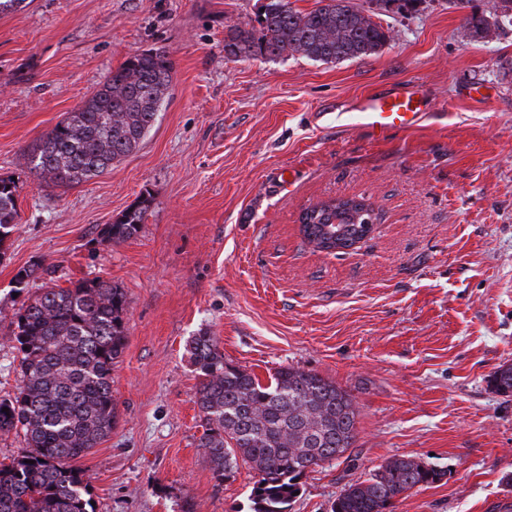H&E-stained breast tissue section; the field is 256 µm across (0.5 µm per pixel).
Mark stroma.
Masks as SVG:
<instances>
[{"instance_id": "obj_1", "label": "stroma", "mask_w": 512, "mask_h": 512, "mask_svg": "<svg viewBox=\"0 0 512 512\" xmlns=\"http://www.w3.org/2000/svg\"><path fill=\"white\" fill-rule=\"evenodd\" d=\"M266 2L27 0L0 15V178L19 210L0 244V399L20 381L11 313L99 276L128 305L118 422L78 461L95 512H252L255 471L216 477L200 446L187 343L202 331L261 380L294 366L357 403L353 447L308 472L288 512H331L392 458L443 473L392 512H506L512 396L488 378L512 363V27L464 37L489 0H352L394 31L375 55L227 57L229 29ZM149 48L174 69L139 147L81 184L38 179L25 154ZM402 86L431 106L419 126L377 140L335 121ZM145 195L139 233L102 243ZM353 196L378 217L363 242L326 253L304 241V208ZM24 266L36 277L16 284Z\"/></svg>"}]
</instances>
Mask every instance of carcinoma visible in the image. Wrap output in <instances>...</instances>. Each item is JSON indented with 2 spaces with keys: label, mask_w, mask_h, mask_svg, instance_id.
I'll return each mask as SVG.
<instances>
[{
  "label": "carcinoma",
  "mask_w": 512,
  "mask_h": 512,
  "mask_svg": "<svg viewBox=\"0 0 512 512\" xmlns=\"http://www.w3.org/2000/svg\"><path fill=\"white\" fill-rule=\"evenodd\" d=\"M506 23L512 26V0H492L488 13L467 18L464 34L489 39ZM392 39L390 29L350 0H318L309 12L293 9L288 0H269L257 24L230 31L224 53L234 59L299 53L337 63L376 54ZM172 71L171 60L158 49L129 56L79 109L39 138L25 155L26 165L57 185L104 173L135 151L154 125ZM149 203L143 197L105 225L101 241L120 243L136 235ZM364 205L362 197H343L309 207L300 233L315 249L332 253L338 231L346 241L363 239V224L353 216ZM18 217L16 185L1 178L0 246ZM126 306L122 289L95 278L44 288L12 315L9 340L18 352L21 380L14 397L0 400V434L23 430L27 448L0 464V512H95L74 461L117 423L112 369L125 345ZM188 353L200 377V446L218 477L240 461L257 472L253 512H287L300 490L297 480L353 446L359 410L335 382L285 366L263 383L224 362L218 340L206 332L192 337ZM490 383L511 395L512 363L502 364ZM440 476L421 462L393 458L344 488L332 512H387L402 494Z\"/></svg>",
  "instance_id": "obj_1"
}]
</instances>
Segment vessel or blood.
Listing matches in <instances>:
<instances>
[{
  "label": "vessel or blood",
  "instance_id": "1",
  "mask_svg": "<svg viewBox=\"0 0 512 512\" xmlns=\"http://www.w3.org/2000/svg\"><path fill=\"white\" fill-rule=\"evenodd\" d=\"M422 105L421 98L409 90L370 95L362 100L354 118L362 130L383 138L393 131L417 126L425 115Z\"/></svg>",
  "mask_w": 512,
  "mask_h": 512
}]
</instances>
